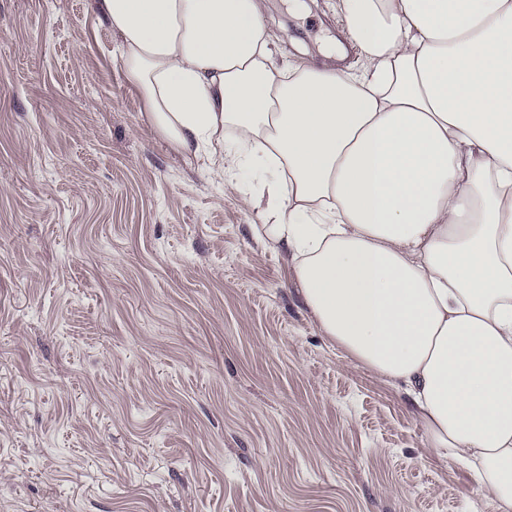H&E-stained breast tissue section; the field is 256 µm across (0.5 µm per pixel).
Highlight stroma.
Wrapping results in <instances>:
<instances>
[{"instance_id": "1", "label": "stroma", "mask_w": 512, "mask_h": 512, "mask_svg": "<svg viewBox=\"0 0 512 512\" xmlns=\"http://www.w3.org/2000/svg\"><path fill=\"white\" fill-rule=\"evenodd\" d=\"M266 0L282 64L336 0ZM91 0H0V512H487L142 116Z\"/></svg>"}]
</instances>
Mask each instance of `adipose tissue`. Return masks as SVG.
Instances as JSON below:
<instances>
[{"label":"adipose tissue","mask_w":512,"mask_h":512,"mask_svg":"<svg viewBox=\"0 0 512 512\" xmlns=\"http://www.w3.org/2000/svg\"><path fill=\"white\" fill-rule=\"evenodd\" d=\"M143 116L236 187L320 332L512 512V0H340L357 61L282 66L265 0H92Z\"/></svg>","instance_id":"obj_1"}]
</instances>
